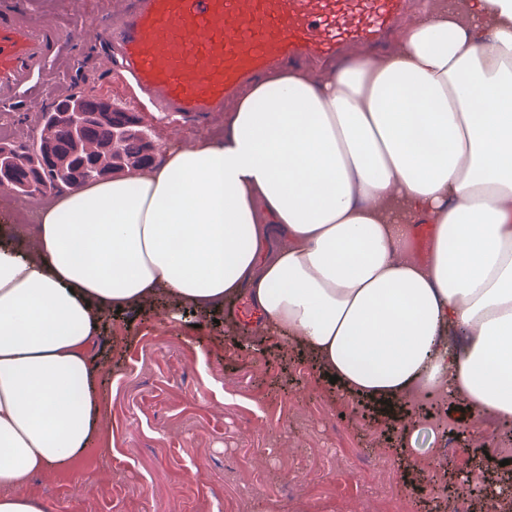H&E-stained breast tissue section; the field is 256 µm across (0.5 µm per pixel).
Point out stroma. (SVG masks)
Here are the masks:
<instances>
[{
	"label": "stroma",
	"instance_id": "obj_1",
	"mask_svg": "<svg viewBox=\"0 0 512 512\" xmlns=\"http://www.w3.org/2000/svg\"><path fill=\"white\" fill-rule=\"evenodd\" d=\"M116 0H12L29 19L98 21ZM100 40L76 34L71 50L34 88L54 102L71 88L126 102L120 78L104 81ZM224 115L172 125L147 115L155 142L188 140ZM100 417L112 448L87 449L74 469L34 476L46 512H493L492 482L512 464L486 457L461 399H405L384 410L331 384L304 348L263 339L245 300L192 312L167 296L102 327ZM415 432L414 441L402 436Z\"/></svg>",
	"mask_w": 512,
	"mask_h": 512
}]
</instances>
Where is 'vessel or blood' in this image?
Masks as SVG:
<instances>
[{
    "label": "vessel or blood",
    "instance_id": "b4317fda",
    "mask_svg": "<svg viewBox=\"0 0 512 512\" xmlns=\"http://www.w3.org/2000/svg\"><path fill=\"white\" fill-rule=\"evenodd\" d=\"M402 9L403 0H132L109 28L104 67H120L159 111L201 118L270 66L379 40ZM70 40L53 22L0 8V104L33 87Z\"/></svg>",
    "mask_w": 512,
    "mask_h": 512
}]
</instances>
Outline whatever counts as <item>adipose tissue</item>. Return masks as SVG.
I'll use <instances>...</instances> for the list:
<instances>
[{"label":"adipose tissue","instance_id":"1","mask_svg":"<svg viewBox=\"0 0 512 512\" xmlns=\"http://www.w3.org/2000/svg\"><path fill=\"white\" fill-rule=\"evenodd\" d=\"M27 221L37 248L0 239V512H44L31 479L98 437L104 316L160 295L247 298L349 394L511 426L512 0H426L399 51L272 71L223 135Z\"/></svg>","mask_w":512,"mask_h":512}]
</instances>
